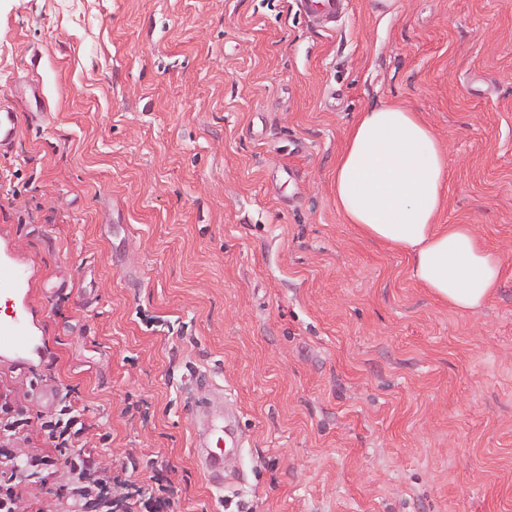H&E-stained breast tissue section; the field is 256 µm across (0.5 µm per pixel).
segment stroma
I'll use <instances>...</instances> for the list:
<instances>
[{
  "label": "stroma",
  "instance_id": "stroma-1",
  "mask_svg": "<svg viewBox=\"0 0 512 512\" xmlns=\"http://www.w3.org/2000/svg\"><path fill=\"white\" fill-rule=\"evenodd\" d=\"M0 264L32 343L0 401L71 389L117 512H512V0H0ZM444 148L442 224L497 252L458 312L361 235L331 182L364 108ZM64 290H55V283ZM235 412L222 486L191 405ZM300 9L312 20L334 23L345 11V0H299ZM19 125L18 113L15 110L0 103V152L12 148Z\"/></svg>",
  "mask_w": 512,
  "mask_h": 512
}]
</instances>
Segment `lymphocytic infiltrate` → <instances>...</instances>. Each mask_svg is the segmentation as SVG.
I'll use <instances>...</instances> for the list:
<instances>
[{
	"label": "lymphocytic infiltrate",
	"mask_w": 512,
	"mask_h": 512,
	"mask_svg": "<svg viewBox=\"0 0 512 512\" xmlns=\"http://www.w3.org/2000/svg\"><path fill=\"white\" fill-rule=\"evenodd\" d=\"M32 417L27 407L0 404V512H18L22 490L31 477L51 470L55 457H63L68 473V494L61 512H93L111 505L112 470L87 450L85 434L89 428L83 413L72 403H64L57 415L37 424L53 455L19 454L15 443L29 431Z\"/></svg>",
	"instance_id": "lymphocytic-infiltrate-1"
}]
</instances>
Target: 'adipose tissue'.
I'll list each match as a JSON object with an SVG mask.
<instances>
[{
  "label": "adipose tissue",
  "instance_id": "adipose-tissue-1",
  "mask_svg": "<svg viewBox=\"0 0 512 512\" xmlns=\"http://www.w3.org/2000/svg\"><path fill=\"white\" fill-rule=\"evenodd\" d=\"M447 156L416 115L395 103L360 112L336 161L332 193L346 223L408 254L412 276L458 312L496 291L499 255L469 224L435 219L447 189Z\"/></svg>",
  "mask_w": 512,
  "mask_h": 512
}]
</instances>
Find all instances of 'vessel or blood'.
I'll return each mask as SVG.
<instances>
[{
	"label": "vessel or blood",
	"instance_id": "vessel-or-blood-1",
	"mask_svg": "<svg viewBox=\"0 0 512 512\" xmlns=\"http://www.w3.org/2000/svg\"><path fill=\"white\" fill-rule=\"evenodd\" d=\"M302 12L310 19L330 24L345 11V0H299ZM19 125L17 112L0 103V152L12 148ZM28 300L13 304L8 317H0V351H20L30 343L28 328ZM195 446L200 465L209 478H217L223 469L219 449L226 441L236 440L233 419L225 415L223 407L194 405Z\"/></svg>",
	"mask_w": 512,
	"mask_h": 512
}]
</instances>
